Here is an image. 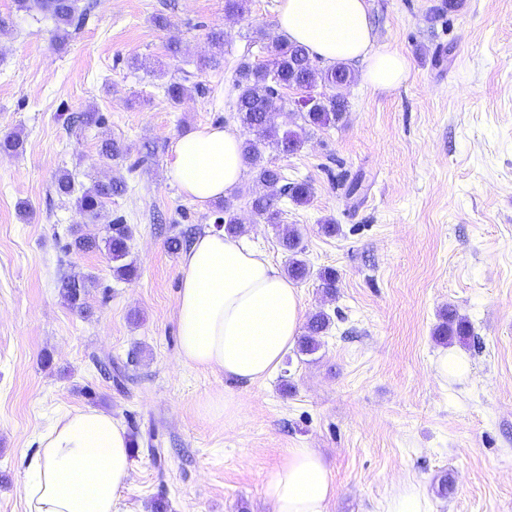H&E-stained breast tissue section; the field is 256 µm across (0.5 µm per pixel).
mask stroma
Masks as SVG:
<instances>
[{
    "label": "stroma",
    "mask_w": 512,
    "mask_h": 512,
    "mask_svg": "<svg viewBox=\"0 0 512 512\" xmlns=\"http://www.w3.org/2000/svg\"><path fill=\"white\" fill-rule=\"evenodd\" d=\"M92 2L59 47L50 16L0 0V139L23 141L0 152V512H26L37 436L83 408L112 413L138 442L123 512L157 500L166 512H268L259 476L289 448L319 449L332 467L329 512H380L408 479L434 512H512V0H462L441 15L445 0H368L374 44L409 57L408 80L376 92L355 78L342 122L312 129L295 153L265 149L286 181L313 191L305 205L281 198L279 224L253 215L262 187L246 173L231 196L240 236L282 269L279 226H295L310 269L297 284L305 312L332 317L314 355L288 351L254 385L178 359L183 255L167 238L214 228L220 208L187 200L168 163L184 131L239 128L235 69L267 62L251 35L276 33L278 0H248L231 17L225 0ZM213 28L224 65L201 71ZM173 81L189 89L177 105L164 94ZM88 110L101 123L70 124ZM107 138L122 157L100 155ZM65 170L79 188L115 177L127 188L89 223L56 189ZM116 218L132 230L127 281L105 250H65L71 229L101 238ZM326 269L338 276L332 298L319 288ZM69 275L90 279L82 308L60 293ZM448 308L469 321L468 343L435 340ZM444 355L467 369L438 375ZM224 389L241 415H202Z\"/></svg>",
    "instance_id": "stroma-1"
}]
</instances>
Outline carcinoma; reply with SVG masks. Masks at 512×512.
Returning <instances> with one entry per match:
<instances>
[{
  "instance_id": "carcinoma-1",
  "label": "carcinoma",
  "mask_w": 512,
  "mask_h": 512,
  "mask_svg": "<svg viewBox=\"0 0 512 512\" xmlns=\"http://www.w3.org/2000/svg\"><path fill=\"white\" fill-rule=\"evenodd\" d=\"M17 8L26 12L41 11L49 14L54 21L53 40L60 45L68 39L71 31L79 29L87 17V9L79 7V0H15ZM212 46L216 48L210 56L200 60L198 68L202 71L217 69L224 61V31L213 29L208 34ZM269 60L265 64H253L247 60L239 63L236 70L235 87L237 89L236 112L245 130L241 148L247 166L255 174V180L265 187V192L251 198L252 212L265 220L267 224L279 223L280 211L277 200L283 196L293 202L305 204L310 201L311 187L304 182H284L279 169L264 161L261 147H269L282 153H293L302 147L307 131L336 124L343 120L347 110V101L341 89L354 81V72L342 62H334L323 68L313 65L309 50L284 37L269 39L266 45ZM332 91V94L319 99H310L300 105L297 116L302 121L300 131H280L268 120L267 114L275 108L280 97L278 89L289 88L299 91L316 86ZM126 183L120 178L107 182H96L83 190L77 198L80 212L90 221L100 218L103 200L125 191ZM131 239L129 225L117 218L108 225V236L104 247L109 258L115 263L114 275L120 280H129L136 275V267L126 261L129 253L128 242ZM280 244L288 252L287 275L290 279L301 281L309 275V269L303 259L300 235L295 228L284 229ZM99 247L96 239L84 234H74L66 244V250L86 252ZM85 281L75 277L61 279V295L71 306H81V294ZM331 317L320 310L313 314L308 322L307 334L301 337L298 354L313 355L320 348L319 338L329 329ZM437 336L446 339L458 337L465 341L471 337L467 322L459 318L454 310H448L444 321L437 328Z\"/></svg>"
}]
</instances>
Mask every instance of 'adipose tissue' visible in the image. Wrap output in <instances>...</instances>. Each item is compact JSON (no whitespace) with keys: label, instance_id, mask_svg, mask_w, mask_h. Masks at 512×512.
<instances>
[{"label":"adipose tissue","instance_id":"ef3b65f1","mask_svg":"<svg viewBox=\"0 0 512 512\" xmlns=\"http://www.w3.org/2000/svg\"><path fill=\"white\" fill-rule=\"evenodd\" d=\"M277 29L325 61L363 63L373 88H397L410 75L404 53L374 49L368 0H280ZM240 145L230 127L180 134L170 174L185 198L203 208L229 196L244 177ZM182 270L180 362L245 384L268 379L301 334L298 289L244 238L217 229L193 239ZM28 471L29 512H120L118 493L134 472L127 431L98 409L66 412L40 435ZM262 486L270 512H328L336 493L331 470L313 448L288 449Z\"/></svg>","mask_w":512,"mask_h":512}]
</instances>
